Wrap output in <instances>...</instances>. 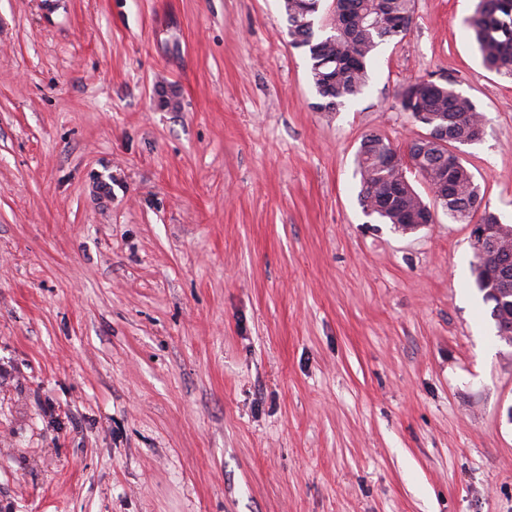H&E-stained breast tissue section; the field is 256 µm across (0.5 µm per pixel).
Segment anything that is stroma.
<instances>
[{
  "label": "stroma",
  "instance_id": "obj_1",
  "mask_svg": "<svg viewBox=\"0 0 512 512\" xmlns=\"http://www.w3.org/2000/svg\"><path fill=\"white\" fill-rule=\"evenodd\" d=\"M476 3L415 0L327 114L283 0H0V512H512L470 228L366 214L355 165L450 81L512 224Z\"/></svg>",
  "mask_w": 512,
  "mask_h": 512
}]
</instances>
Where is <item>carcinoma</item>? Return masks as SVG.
<instances>
[{
	"label": "carcinoma",
	"mask_w": 512,
	"mask_h": 512,
	"mask_svg": "<svg viewBox=\"0 0 512 512\" xmlns=\"http://www.w3.org/2000/svg\"><path fill=\"white\" fill-rule=\"evenodd\" d=\"M319 2L284 0L288 36L293 47L308 49L311 79L322 98L316 108L337 112L346 101L363 92L368 63L376 49L406 35L413 23L415 0H338L337 10L327 24L330 33L321 39L315 37L314 30ZM469 28L483 66L512 77V0H478ZM398 100L401 109L412 116L429 112L437 118L448 117V136L462 144L474 142V129L484 120L477 104L449 82H410L400 89ZM421 148L426 150L427 167L419 176L430 180L441 151L428 142ZM404 154L377 133L367 136L357 153L361 204L377 208L375 214L386 224H416L424 219L423 199L403 180ZM442 193L449 209L473 207L464 222L477 219L485 224L497 223L464 165L448 168V187Z\"/></svg>",
	"instance_id": "cac0c4a2"
}]
</instances>
